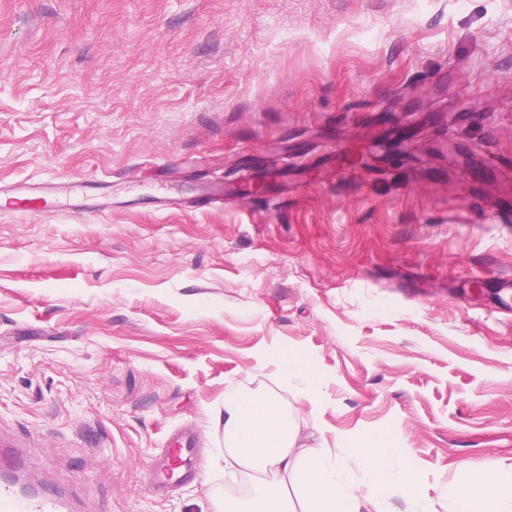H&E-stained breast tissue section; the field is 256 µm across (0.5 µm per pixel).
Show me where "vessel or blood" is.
Returning <instances> with one entry per match:
<instances>
[{"label":"vessel or blood","mask_w":512,"mask_h":512,"mask_svg":"<svg viewBox=\"0 0 512 512\" xmlns=\"http://www.w3.org/2000/svg\"><path fill=\"white\" fill-rule=\"evenodd\" d=\"M226 197L219 187L205 194L186 196L163 187L143 188L133 184L120 197L113 193L98 194L96 186L87 181L76 190L68 183L52 180L0 182V200L6 201L12 212L38 220L59 212L80 214L91 207L100 211L134 207L204 211L223 205ZM162 456V464L152 465L149 470L150 485L186 481L196 472L194 433L183 432L179 440L164 448ZM0 512H72V505L64 493L43 491L30 481L21 462L20 449L0 448Z\"/></svg>","instance_id":"b4317fda"}]
</instances>
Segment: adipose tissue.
<instances>
[{
	"instance_id": "1",
	"label": "adipose tissue",
	"mask_w": 512,
	"mask_h": 512,
	"mask_svg": "<svg viewBox=\"0 0 512 512\" xmlns=\"http://www.w3.org/2000/svg\"><path fill=\"white\" fill-rule=\"evenodd\" d=\"M224 457L226 468L274 471L297 488L299 508L277 484L255 485L252 508L222 498L216 512H366L369 505L393 489H403L416 506L430 512L429 500L411 465L400 463L391 442L374 437L362 442L345 440V447L364 458L362 487L344 479L340 462L324 448L294 453L291 424L281 400L271 394L242 392L224 401ZM454 512H512V467L493 477L460 486Z\"/></svg>"
}]
</instances>
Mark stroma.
Masks as SVG:
<instances>
[{"label":"stroma","mask_w":512,"mask_h":512,"mask_svg":"<svg viewBox=\"0 0 512 512\" xmlns=\"http://www.w3.org/2000/svg\"><path fill=\"white\" fill-rule=\"evenodd\" d=\"M160 162L234 203L0 212V439L36 480L76 512H214L274 479L224 468L244 390L356 486L343 438L391 436L434 512L512 466V0H0V181L122 193ZM187 425L202 475L147 486ZM283 372L288 380L295 379L300 381L303 385L304 398H306L310 404L316 405L318 403L320 398L319 390L321 378L302 357L298 355L287 357Z\"/></svg>","instance_id":"obj_1"}]
</instances>
